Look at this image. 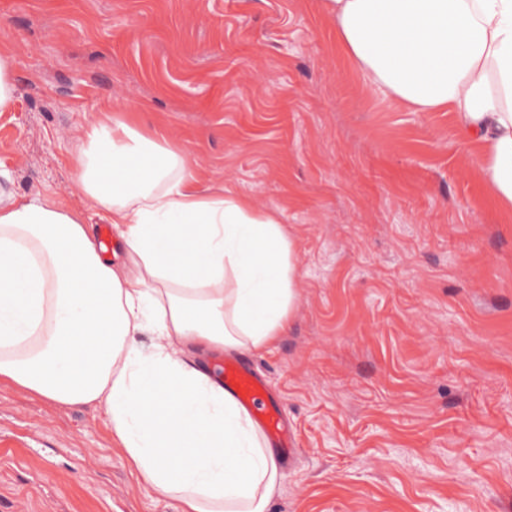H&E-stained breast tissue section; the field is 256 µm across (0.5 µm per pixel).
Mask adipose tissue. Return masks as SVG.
Wrapping results in <instances>:
<instances>
[{"label": "adipose tissue", "mask_w": 512, "mask_h": 512, "mask_svg": "<svg viewBox=\"0 0 512 512\" xmlns=\"http://www.w3.org/2000/svg\"><path fill=\"white\" fill-rule=\"evenodd\" d=\"M320 2L372 87L452 112L493 202L512 211V0ZM72 174L122 258L102 255L79 210L0 198V380L102 409L132 475L178 512H268L278 460L197 358L285 333L295 236L231 188L200 190L189 153L120 108L84 128Z\"/></svg>", "instance_id": "adipose-tissue-1"}]
</instances>
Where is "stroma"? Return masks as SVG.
Listing matches in <instances>:
<instances>
[{"label":"stroma","mask_w":512,"mask_h":512,"mask_svg":"<svg viewBox=\"0 0 512 512\" xmlns=\"http://www.w3.org/2000/svg\"><path fill=\"white\" fill-rule=\"evenodd\" d=\"M0 43V191L80 204L118 104L297 237L294 318L243 356L296 445L269 512H512V212L451 113L370 89L319 0H0ZM0 512L177 510L103 410L0 381ZM12 68V57L5 50H0V112L8 110L14 100V84L11 78Z\"/></svg>","instance_id":"stroma-1"}]
</instances>
